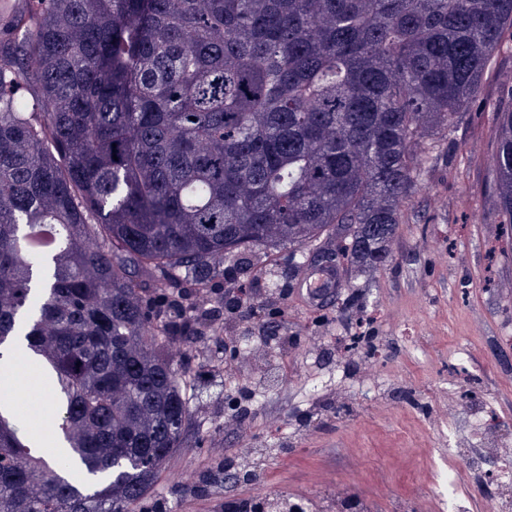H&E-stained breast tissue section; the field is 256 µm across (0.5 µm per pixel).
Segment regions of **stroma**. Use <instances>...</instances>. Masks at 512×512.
I'll return each mask as SVG.
<instances>
[{
  "instance_id": "stroma-1",
  "label": "stroma",
  "mask_w": 512,
  "mask_h": 512,
  "mask_svg": "<svg viewBox=\"0 0 512 512\" xmlns=\"http://www.w3.org/2000/svg\"><path fill=\"white\" fill-rule=\"evenodd\" d=\"M512 90V33L495 50L485 96ZM493 113L467 112L416 186L391 262L360 273L336 260L338 291L317 302L311 258L281 247L247 263L224 260L225 289L287 290L283 315L239 321L221 310L219 336L268 337L263 385L250 396L221 374L232 351L215 342L196 360L203 374L190 427L141 505L143 512H214L228 499L306 501L348 491L374 512H431L425 482L406 473L442 469L458 438L475 437L469 390L512 428V221L498 215ZM370 334L376 348L345 351ZM255 425L253 447L274 449L260 484L213 486L215 446L241 447L224 428L232 407Z\"/></svg>"
}]
</instances>
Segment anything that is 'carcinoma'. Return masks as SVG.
Returning <instances> with one entry per match:
<instances>
[{"instance_id":"cac0c4a2","label":"carcinoma","mask_w":512,"mask_h":512,"mask_svg":"<svg viewBox=\"0 0 512 512\" xmlns=\"http://www.w3.org/2000/svg\"><path fill=\"white\" fill-rule=\"evenodd\" d=\"M0 11V369L52 387L54 450L0 398V512H135L189 425L217 260L336 236L391 260L425 157L512 0H29ZM490 183L512 220V95ZM51 227L53 245L31 238Z\"/></svg>"}]
</instances>
